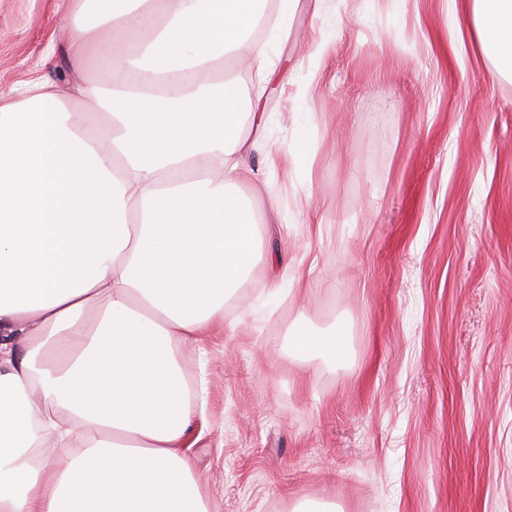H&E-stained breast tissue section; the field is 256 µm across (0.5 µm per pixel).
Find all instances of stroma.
<instances>
[{"mask_svg":"<svg viewBox=\"0 0 512 512\" xmlns=\"http://www.w3.org/2000/svg\"><path fill=\"white\" fill-rule=\"evenodd\" d=\"M74 6L0 0L1 89L44 75L90 111L70 91L106 46L67 58ZM469 25L448 0H294L265 63L225 59L266 120L240 191L298 282L256 267L181 349L188 378L207 362L187 453L217 512H512V79L458 48ZM300 328L345 356L297 352Z\"/></svg>","mask_w":512,"mask_h":512,"instance_id":"obj_1","label":"stroma"}]
</instances>
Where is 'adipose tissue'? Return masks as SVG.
<instances>
[{
	"label": "adipose tissue",
	"instance_id": "ef3b65f1",
	"mask_svg": "<svg viewBox=\"0 0 512 512\" xmlns=\"http://www.w3.org/2000/svg\"><path fill=\"white\" fill-rule=\"evenodd\" d=\"M266 0H80L69 50L103 57L69 111L37 77L0 91V512H209L184 451L197 413L179 351L224 324L263 258L228 184L262 113L224 58ZM512 74V0H455Z\"/></svg>",
	"mask_w": 512,
	"mask_h": 512
}]
</instances>
